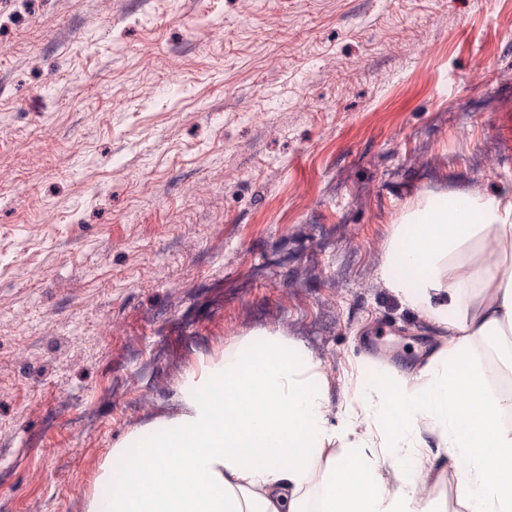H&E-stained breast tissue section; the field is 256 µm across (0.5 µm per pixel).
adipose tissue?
Masks as SVG:
<instances>
[{
  "label": "adipose tissue",
  "mask_w": 512,
  "mask_h": 512,
  "mask_svg": "<svg viewBox=\"0 0 512 512\" xmlns=\"http://www.w3.org/2000/svg\"><path fill=\"white\" fill-rule=\"evenodd\" d=\"M378 276L447 342L426 364L364 379L336 412L334 379L281 330L191 366L177 408L115 442L84 512H426L419 487L450 453L461 512H512V389L475 354L496 339L512 378V185L421 191L391 226Z\"/></svg>",
  "instance_id": "obj_1"
}]
</instances>
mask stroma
I'll return each instance as SVG.
<instances>
[{
  "label": "stroma",
  "instance_id": "35a3bbf8",
  "mask_svg": "<svg viewBox=\"0 0 512 512\" xmlns=\"http://www.w3.org/2000/svg\"><path fill=\"white\" fill-rule=\"evenodd\" d=\"M512 0H0V512H82L254 329L332 401L441 339L377 271L425 188L512 184ZM424 503L458 508L450 456Z\"/></svg>",
  "mask_w": 512,
  "mask_h": 512
}]
</instances>
